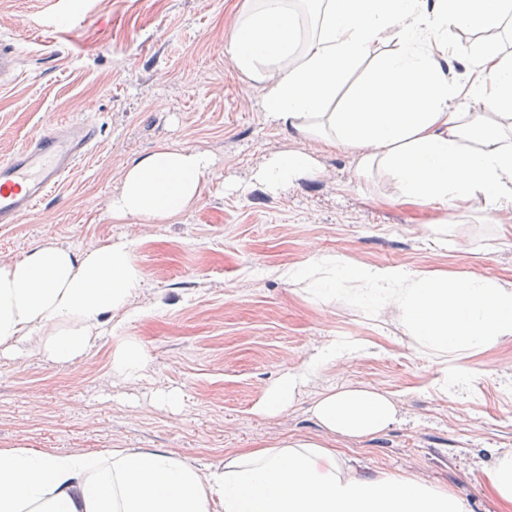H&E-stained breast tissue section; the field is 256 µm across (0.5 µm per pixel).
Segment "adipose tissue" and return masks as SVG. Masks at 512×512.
I'll return each instance as SVG.
<instances>
[{"instance_id": "obj_1", "label": "adipose tissue", "mask_w": 512, "mask_h": 512, "mask_svg": "<svg viewBox=\"0 0 512 512\" xmlns=\"http://www.w3.org/2000/svg\"><path fill=\"white\" fill-rule=\"evenodd\" d=\"M512 0H251L231 35L230 58L260 85L265 114L298 137L349 152L354 172H384L403 202L512 215ZM456 31L477 34L467 51ZM388 45L378 54L380 45ZM466 55L471 78L448 77L449 57ZM361 79L344 100L338 88ZM212 162L163 147L127 169L112 200L115 220L162 224L200 195ZM319 171L303 150L270 155L253 180L277 190ZM284 277L322 300L356 294L375 314L392 312L425 350L473 352L512 340V283L448 278L401 266H356L316 255ZM144 273L134 242L119 239L83 254L47 247L0 265V345L29 344L68 361L82 353L98 319L124 311ZM312 412L328 431L374 435L393 422L384 393L347 385L321 393ZM323 445L283 442L233 457L208 474L177 457L115 448L52 455L31 448L0 454V512H468L463 498L425 480L360 478L318 468Z\"/></svg>"}]
</instances>
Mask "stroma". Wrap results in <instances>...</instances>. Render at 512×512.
<instances>
[{
    "mask_svg": "<svg viewBox=\"0 0 512 512\" xmlns=\"http://www.w3.org/2000/svg\"><path fill=\"white\" fill-rule=\"evenodd\" d=\"M68 6L75 27L45 30ZM248 0H0V46L19 58L0 86V160L53 122L90 120L93 153L56 197L0 226V264L62 247L80 253L126 237L145 282L128 311L101 317L86 349L67 362L36 346H0V453H169L201 473L278 442L316 441L352 475L422 478L463 497L469 512H512L488 478L512 453V342L473 353H429L395 318H375L354 295L325 303L281 272L316 254L512 282V223L459 219L444 244L425 227L445 210L406 204L381 176H356L350 156L304 142L265 119L262 91L230 59ZM210 156L198 200L165 224L113 220L125 171L162 146ZM302 149L320 172L276 192L251 181L275 151ZM147 357L119 378L125 342ZM331 342L355 345L336 364L308 370L280 414L259 413L284 374L308 369ZM473 366L463 391L437 394L453 365ZM363 385L389 396L395 422L347 438L311 411L320 393Z\"/></svg>",
    "mask_w": 512,
    "mask_h": 512,
    "instance_id": "obj_1",
    "label": "stroma"
}]
</instances>
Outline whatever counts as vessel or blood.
I'll use <instances>...</instances> for the list:
<instances>
[{
    "mask_svg": "<svg viewBox=\"0 0 512 512\" xmlns=\"http://www.w3.org/2000/svg\"><path fill=\"white\" fill-rule=\"evenodd\" d=\"M99 136L89 122L56 124L0 160V225L17 223L57 191Z\"/></svg>",
    "mask_w": 512,
    "mask_h": 512,
    "instance_id": "vessel-or-blood-1",
    "label": "vessel or blood"
}]
</instances>
